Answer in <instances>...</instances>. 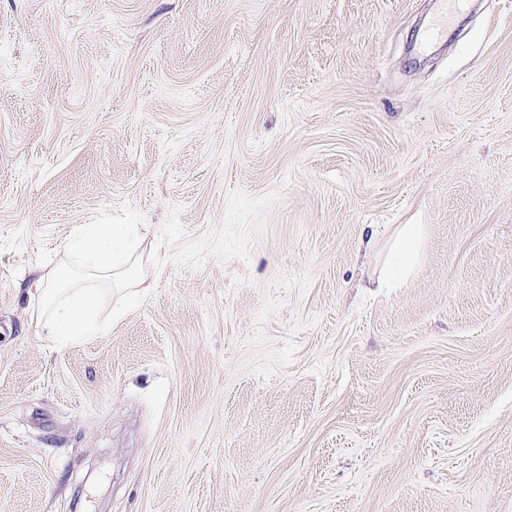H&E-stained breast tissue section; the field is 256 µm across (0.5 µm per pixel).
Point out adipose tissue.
Here are the masks:
<instances>
[{
	"mask_svg": "<svg viewBox=\"0 0 512 512\" xmlns=\"http://www.w3.org/2000/svg\"><path fill=\"white\" fill-rule=\"evenodd\" d=\"M425 234V225H404L386 260L388 279L408 273L419 261ZM137 239L134 227L117 234L83 230L66 245L75 260L74 269H37L31 286L38 299L37 321L47 343L61 347L78 336L98 335L103 329L98 309L108 290L144 287V278L131 277L127 268Z\"/></svg>",
	"mask_w": 512,
	"mask_h": 512,
	"instance_id": "1",
	"label": "adipose tissue"
}]
</instances>
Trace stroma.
<instances>
[{
  "instance_id": "stroma-1",
  "label": "stroma",
  "mask_w": 512,
  "mask_h": 512,
  "mask_svg": "<svg viewBox=\"0 0 512 512\" xmlns=\"http://www.w3.org/2000/svg\"><path fill=\"white\" fill-rule=\"evenodd\" d=\"M435 9L0 0V512H512V0ZM86 224L148 287L56 349ZM439 7L428 25V35L424 47L437 40L448 29V13L454 14L469 10L470 0H438ZM426 234L423 224H405L399 239L386 260L385 273L389 280L408 273L419 261Z\"/></svg>"
}]
</instances>
